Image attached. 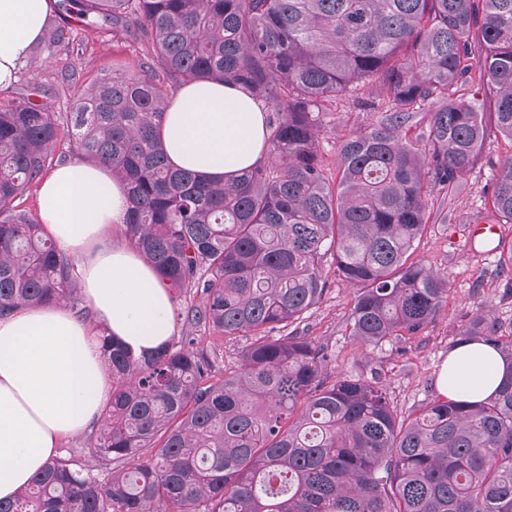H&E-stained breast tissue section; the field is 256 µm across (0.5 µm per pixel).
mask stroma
<instances>
[{"label": "stroma", "instance_id": "stroma-1", "mask_svg": "<svg viewBox=\"0 0 512 512\" xmlns=\"http://www.w3.org/2000/svg\"><path fill=\"white\" fill-rule=\"evenodd\" d=\"M78 42L71 62L88 77L128 68L137 56L136 46L93 26L80 28ZM56 59L53 49L36 45L19 66L20 78L0 89V97L25 95L26 75L51 74ZM364 96V89L359 88L345 98L325 103L319 150L328 168H335L339 147L349 134L377 120V113L360 107ZM511 156L512 142L490 133L474 169L462 177L460 190L432 186V221L416 255L448 279L449 290L434 321L418 336L376 347L357 344L349 334L348 323L358 288L337 275L335 264L326 263V291L306 313L298 333L327 345L329 360L324 371L329 379H379L394 406L407 413L437 392L440 369L457 333L478 307L489 308L502 333L512 334V270H501L496 253L472 250L470 239L471 227L493 216L492 188L503 161Z\"/></svg>", "mask_w": 512, "mask_h": 512}]
</instances>
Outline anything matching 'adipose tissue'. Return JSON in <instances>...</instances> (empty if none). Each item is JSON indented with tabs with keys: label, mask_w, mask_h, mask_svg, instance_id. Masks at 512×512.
<instances>
[{
	"label": "adipose tissue",
	"mask_w": 512,
	"mask_h": 512,
	"mask_svg": "<svg viewBox=\"0 0 512 512\" xmlns=\"http://www.w3.org/2000/svg\"><path fill=\"white\" fill-rule=\"evenodd\" d=\"M55 0H0V87L15 82ZM266 115L244 90L191 83L171 99L160 137L172 165L212 182L236 178L266 153ZM130 207L126 186L104 166H56L38 192L44 235L76 260L80 294L92 310L68 304L23 307L0 318V498L27 487L62 441L90 431L111 395L97 338L104 323L136 353L169 341L168 288L152 266L116 238ZM512 372L493 348L465 342L438 378L446 396L479 402Z\"/></svg>",
	"instance_id": "obj_1"
}]
</instances>
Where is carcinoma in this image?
<instances>
[{"instance_id":"obj_1","label":"carcinoma","mask_w":512,"mask_h":512,"mask_svg":"<svg viewBox=\"0 0 512 512\" xmlns=\"http://www.w3.org/2000/svg\"><path fill=\"white\" fill-rule=\"evenodd\" d=\"M77 23L138 46L135 64L80 75ZM44 40L70 91L69 148L127 185L123 240L174 291L182 333L139 357L101 336L112 396L97 436L0 512H512V375L483 401L437 396L404 416L377 380L327 381L326 346L286 332L321 300L329 260L363 285L358 343L433 321L448 282L414 258L430 184L456 185L486 139L465 98L473 67L512 141V0H59ZM207 81L268 113L267 161L224 184L170 166L157 137L178 89ZM360 83L379 117L343 140L332 174L323 103ZM27 86L0 102V317L67 303L87 319L75 259L14 205L66 158L55 114L31 100L44 84ZM492 208L512 224V157ZM202 327L253 337L236 370ZM458 336L512 362V335L485 310Z\"/></svg>"}]
</instances>
